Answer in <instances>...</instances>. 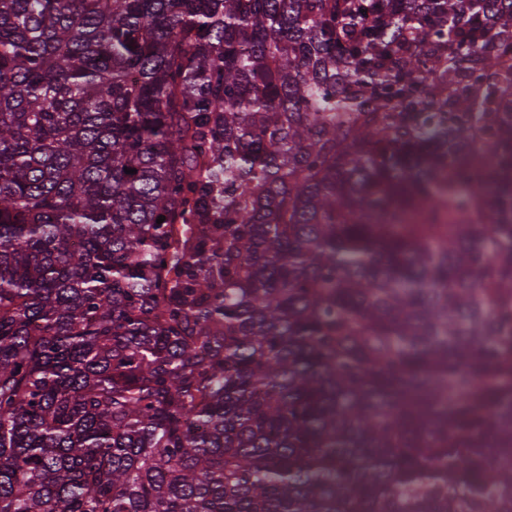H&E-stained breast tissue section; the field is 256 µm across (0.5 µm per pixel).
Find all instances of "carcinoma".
<instances>
[{"instance_id": "1", "label": "carcinoma", "mask_w": 512, "mask_h": 512, "mask_svg": "<svg viewBox=\"0 0 512 512\" xmlns=\"http://www.w3.org/2000/svg\"><path fill=\"white\" fill-rule=\"evenodd\" d=\"M508 168L512 0H0V512H512Z\"/></svg>"}]
</instances>
